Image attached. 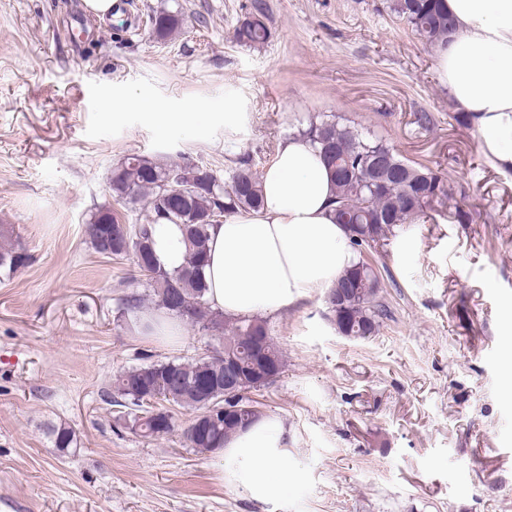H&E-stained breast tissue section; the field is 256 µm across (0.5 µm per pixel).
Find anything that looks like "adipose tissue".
<instances>
[{"mask_svg":"<svg viewBox=\"0 0 512 512\" xmlns=\"http://www.w3.org/2000/svg\"><path fill=\"white\" fill-rule=\"evenodd\" d=\"M445 4L456 28L438 54L440 81L476 127L484 155L512 168V0ZM261 186L260 213L210 230L207 299L229 317L275 313L328 290L354 258L331 213V176L309 142L282 141ZM217 466L252 499L286 492L293 467L283 424L264 418L234 434Z\"/></svg>","mask_w":512,"mask_h":512,"instance_id":"ef3b65f1","label":"adipose tissue"}]
</instances>
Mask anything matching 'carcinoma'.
I'll use <instances>...</instances> for the list:
<instances>
[{
    "instance_id": "obj_1",
    "label": "carcinoma",
    "mask_w": 512,
    "mask_h": 512,
    "mask_svg": "<svg viewBox=\"0 0 512 512\" xmlns=\"http://www.w3.org/2000/svg\"><path fill=\"white\" fill-rule=\"evenodd\" d=\"M391 10L411 31L431 45L447 41L452 19L444 0H392ZM263 0H255L252 16L234 30L233 39L241 46L256 47L268 38ZM185 23L181 11L164 10L150 18L149 34L167 39L180 32ZM299 136L320 151L334 173V216L346 227L357 261L345 270L327 296L329 313L342 336L361 339L376 335L384 320L391 317L382 296V272L372 253L378 243L387 245L404 225L431 212L448 207L445 175L433 168L409 161L383 139L333 119L311 120ZM180 178L186 186L184 197L169 195L170 178ZM261 176L249 156L237 158L225 180L206 174L196 162H175L161 166L139 154L127 156L112 171L111 189L117 204L131 209L143 204L148 210L143 224H122L117 213L100 208L90 225L98 234L90 236L97 253L98 238L112 234V259L123 260L139 250L136 267L150 287L149 297L133 294L121 308V316L142 324L145 302L179 318L191 327L209 331L217 324V313L206 298L201 269L207 261L211 224L207 220L260 211L263 204ZM180 224L185 233L183 265L168 270L157 263L152 229L160 222ZM30 256L11 243L0 246V274L8 276L28 264ZM257 336L268 337L263 360L276 373L286 361L271 338L268 322L258 316L224 318V348L216 355H199L184 360L152 362L121 372L112 382V403L128 410L124 420L138 422L146 438H159L172 431L170 425L156 422L155 411L177 407L193 414L213 402L224 404V372L227 358L237 360L240 376L254 372L256 356L251 344ZM243 407L238 417H228L211 425L209 431L187 439L198 454L224 447L232 434L249 428L263 417L258 404L243 396L236 399ZM55 447L65 452L78 447L75 431L60 424L51 428Z\"/></svg>"
}]
</instances>
